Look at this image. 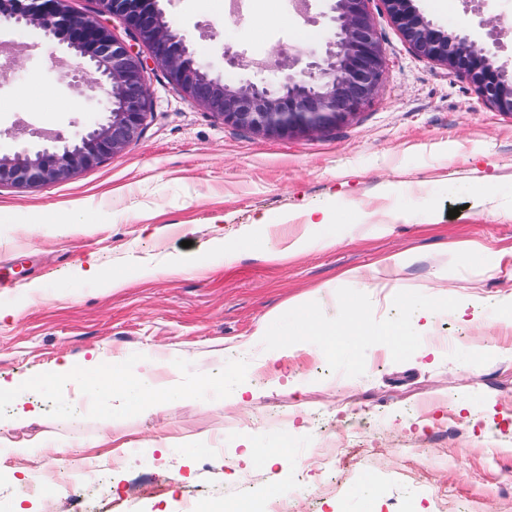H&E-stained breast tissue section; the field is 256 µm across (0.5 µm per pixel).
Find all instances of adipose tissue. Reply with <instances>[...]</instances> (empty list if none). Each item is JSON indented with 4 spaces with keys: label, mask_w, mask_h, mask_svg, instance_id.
Masks as SVG:
<instances>
[{
    "label": "adipose tissue",
    "mask_w": 512,
    "mask_h": 512,
    "mask_svg": "<svg viewBox=\"0 0 512 512\" xmlns=\"http://www.w3.org/2000/svg\"><path fill=\"white\" fill-rule=\"evenodd\" d=\"M331 215L325 210H314L300 217V233L282 240L280 245L269 246L259 251L260 260L279 263L287 259L300 257L313 249L332 248L331 239H313L309 231L319 224L329 223ZM418 260L416 252L403 250L388 254L367 268L345 271V278L355 281L365 294L372 299L379 298L386 289L397 288L393 278L394 272L413 266ZM360 312L352 308L339 319L327 321L312 314L302 315L300 327L294 338L282 342L279 349L267 360L268 365H276L293 352L303 349L304 340L310 336H319L328 341H335L339 336H355L368 340L371 330L359 320ZM53 377L64 383H78L81 387L91 389L97 397L98 406L107 413L114 409H143L153 412L173 414L175 402L170 394L169 384L160 382L154 368H146L138 378H131L114 360L101 355L73 364L70 358H62L52 372Z\"/></svg>",
    "instance_id": "ef3b65f1"
}]
</instances>
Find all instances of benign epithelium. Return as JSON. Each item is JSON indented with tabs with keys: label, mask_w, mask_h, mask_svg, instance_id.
Segmentation results:
<instances>
[{
	"label": "benign epithelium",
	"mask_w": 512,
	"mask_h": 512,
	"mask_svg": "<svg viewBox=\"0 0 512 512\" xmlns=\"http://www.w3.org/2000/svg\"><path fill=\"white\" fill-rule=\"evenodd\" d=\"M100 13L122 19L128 40L95 16L77 14L67 0H0V17L37 39L54 37L79 61L64 72L92 92L110 98L103 121L72 142L47 134L51 145L33 153L0 156V185L39 188L93 168L138 138L150 113L146 62L135 47L146 48L188 102L224 123L256 134L290 138L321 132L352 116L376 95L386 64L366 0H332L331 37L323 47L300 54L278 53L277 82L236 83L200 62L185 38L166 20L161 0H98ZM396 28L414 52L465 73L479 94L500 112L512 113V80L495 66L487 47L452 35L426 20L411 0H382ZM23 43L0 49L4 66L15 71Z\"/></svg>",
	"instance_id": "7a95c632"
}]
</instances>
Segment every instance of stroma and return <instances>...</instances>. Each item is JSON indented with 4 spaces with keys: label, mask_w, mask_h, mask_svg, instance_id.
Returning a JSON list of instances; mask_svg holds the SVG:
<instances>
[{
    "label": "stroma",
    "mask_w": 512,
    "mask_h": 512,
    "mask_svg": "<svg viewBox=\"0 0 512 512\" xmlns=\"http://www.w3.org/2000/svg\"><path fill=\"white\" fill-rule=\"evenodd\" d=\"M412 4L483 43L497 18L494 56L512 77V0ZM162 7L214 73L247 83L272 52L322 42L330 2L310 0L303 15L289 0ZM367 9L383 79L332 131L280 139L226 124L151 65L152 110L136 141L64 182L0 186V378L44 376L63 356L95 349L133 372L155 361L183 391L170 420L114 413L113 442L100 448L105 417L91 394L29 389L36 418L0 438V512H184L189 502L233 512L260 500L286 501L290 512H512V260L491 272L466 249L512 246V114L466 75L417 55L381 0ZM229 53L243 65L230 66ZM72 58L44 40L0 78L1 156L40 149L46 132L75 138L99 119L96 100L61 78L60 61ZM20 124L28 133L18 138ZM312 208L332 213L310 232L335 239L331 250L274 264L253 256L259 220L284 224ZM393 211L414 223L375 235ZM217 239L249 249L228 265ZM405 248L420 260L400 273L401 292L362 305L379 332L371 343L311 338L278 369L263 366L295 330L296 297L338 317L360 296L342 271ZM189 253L204 259V274L144 273ZM90 259L126 287L78 278ZM438 265L450 293L432 307L433 336H389L413 321ZM241 389L252 394L244 406L233 402ZM23 440L40 442L34 456L12 453ZM266 448L281 462L259 460ZM87 461L94 476L66 484ZM32 477L56 488L54 501L21 498Z\"/></svg>",
    "instance_id": "stroma-1"
}]
</instances>
